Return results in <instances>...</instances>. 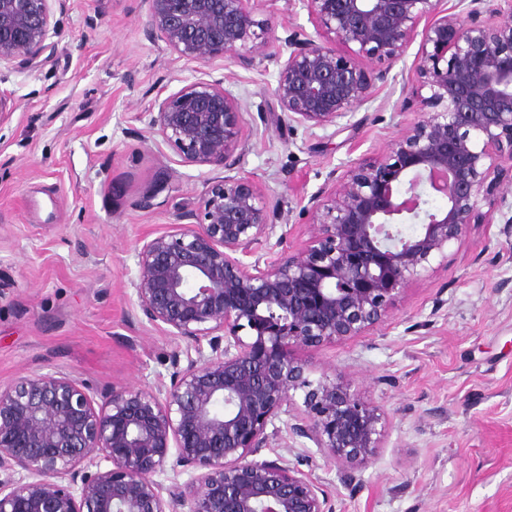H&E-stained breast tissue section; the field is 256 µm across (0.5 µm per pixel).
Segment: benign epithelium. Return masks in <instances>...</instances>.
I'll return each instance as SVG.
<instances>
[{"label":"benign epithelium","instance_id":"1","mask_svg":"<svg viewBox=\"0 0 512 512\" xmlns=\"http://www.w3.org/2000/svg\"><path fill=\"white\" fill-rule=\"evenodd\" d=\"M63 2L0 0V66L42 65ZM145 2L151 35L180 57L247 68L270 48L255 20L261 0ZM303 2L321 40L291 30L276 46L286 55L274 90L284 119L324 128L348 117L385 78L364 61H399L423 22L417 120L386 154L313 195L302 210L308 244L271 258L284 215L255 181L232 174L249 150L238 97L223 80H197L157 98L152 133L182 160L225 172L198 212L183 215L188 223L135 248L137 307L186 341V365L176 352L169 384H114L99 404L60 373L0 386V512H333L311 480L255 459L298 390L304 410L288 434L321 448L345 485L379 447L381 409L342 379H311L290 349L383 322L482 223L488 190L512 194V22L486 0ZM432 194L445 207L426 209ZM168 469L189 479H156Z\"/></svg>","mask_w":512,"mask_h":512}]
</instances>
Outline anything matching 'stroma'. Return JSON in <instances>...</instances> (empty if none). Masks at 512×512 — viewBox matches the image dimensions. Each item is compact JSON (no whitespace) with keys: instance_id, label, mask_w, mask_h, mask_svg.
<instances>
[{"instance_id":"obj_1","label":"stroma","mask_w":512,"mask_h":512,"mask_svg":"<svg viewBox=\"0 0 512 512\" xmlns=\"http://www.w3.org/2000/svg\"><path fill=\"white\" fill-rule=\"evenodd\" d=\"M269 41L314 33L301 0H263ZM48 61L0 70L15 109L0 122V385L61 372L96 392L168 380L181 338L155 329L130 280L143 237L195 210L216 172L184 162L150 128L152 104L199 80L227 79L245 111L240 170L288 220L332 172L379 157L417 114L404 106L413 38L374 101L324 128L281 122V66L258 57L208 65L171 52L147 29L145 0H66ZM471 225L364 335L292 355L314 377L344 376L378 405L386 431L356 486L314 442L287 432L259 457L282 460L324 489L334 512H512V236L499 208Z\"/></svg>"}]
</instances>
